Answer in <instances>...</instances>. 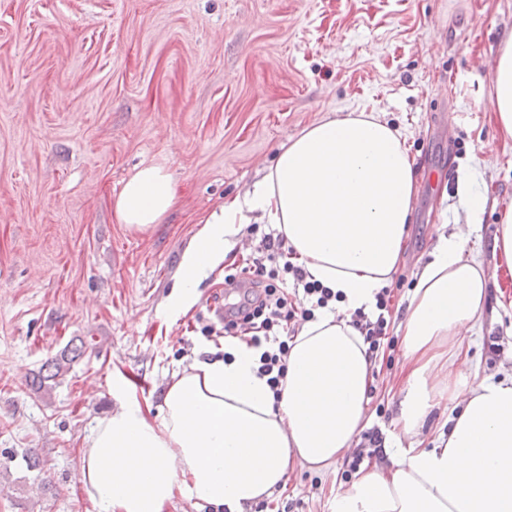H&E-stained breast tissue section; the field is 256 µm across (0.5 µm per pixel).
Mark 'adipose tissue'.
Masks as SVG:
<instances>
[{
    "label": "adipose tissue",
    "mask_w": 512,
    "mask_h": 512,
    "mask_svg": "<svg viewBox=\"0 0 512 512\" xmlns=\"http://www.w3.org/2000/svg\"><path fill=\"white\" fill-rule=\"evenodd\" d=\"M492 103L512 139V35L495 60ZM417 192L407 137L382 110L305 127L281 145L266 174L225 199L184 254L167 302L178 318L227 259L251 215L275 225L309 279L331 288L289 343L280 394L258 372L261 348L228 340L220 357L173 373L159 412L126 386L85 439L79 481L94 512H165L174 498L198 512H249L284 488L289 471L330 469L366 425L376 362L353 325L376 308L404 251ZM160 164L140 168L114 204L119 223L147 231L175 202ZM458 233L441 237L416 273L397 325L408 374L398 423L407 447L364 465L331 512H512V378L471 377L467 336L481 328L488 270ZM456 413L431 448L417 438L441 401Z\"/></svg>",
    "instance_id": "ef3b65f1"
}]
</instances>
